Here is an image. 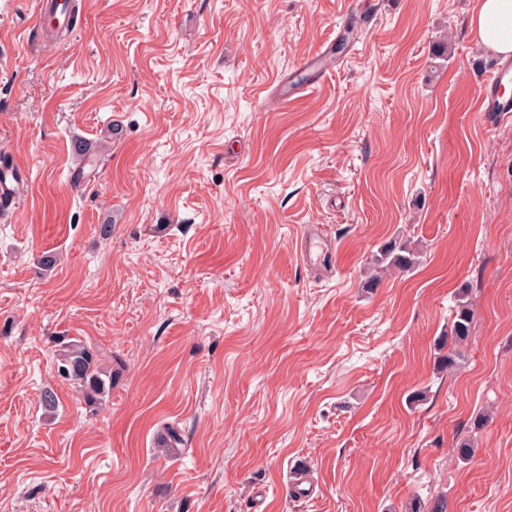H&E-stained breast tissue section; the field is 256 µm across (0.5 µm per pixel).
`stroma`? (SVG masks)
<instances>
[{
	"mask_svg": "<svg viewBox=\"0 0 512 512\" xmlns=\"http://www.w3.org/2000/svg\"><path fill=\"white\" fill-rule=\"evenodd\" d=\"M80 2L48 40L0 0V166L30 177L0 215V512H250L263 485L266 512H512V114L476 107L479 0ZM396 236L420 264L367 287ZM70 341L112 355L95 403ZM298 466L320 493L277 495ZM452 319L448 325V336H443L438 347L441 351L448 344V352L440 357V362L448 370H454L462 359L461 346L467 342L472 329V305L467 295H457ZM62 347L56 359L57 373L71 380L88 398L101 394L105 389L101 375L108 376L112 381V369L108 375L98 370V363L108 357L107 352L77 341L65 343Z\"/></svg>",
	"mask_w": 512,
	"mask_h": 512,
	"instance_id": "1",
	"label": "stroma"
}]
</instances>
